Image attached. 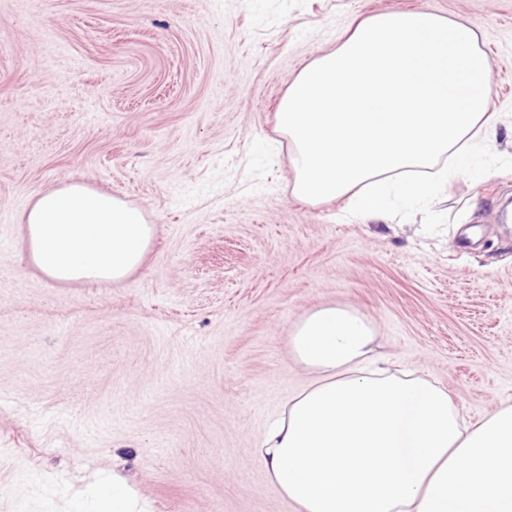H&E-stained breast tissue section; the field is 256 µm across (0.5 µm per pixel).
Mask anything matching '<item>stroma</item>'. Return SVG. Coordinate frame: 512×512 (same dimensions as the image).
Instances as JSON below:
<instances>
[{
  "label": "stroma",
  "mask_w": 512,
  "mask_h": 512,
  "mask_svg": "<svg viewBox=\"0 0 512 512\" xmlns=\"http://www.w3.org/2000/svg\"><path fill=\"white\" fill-rule=\"evenodd\" d=\"M405 11L475 29L512 157V0H0V512H99L115 478L140 512H297L260 448L327 305L467 421L512 404V172L450 177L428 235L298 199L276 129L307 65ZM65 181L151 224L122 282L31 266L23 214Z\"/></svg>",
  "instance_id": "obj_1"
}]
</instances>
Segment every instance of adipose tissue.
Wrapping results in <instances>:
<instances>
[{
	"instance_id": "ef3b65f1",
	"label": "adipose tissue",
	"mask_w": 512,
	"mask_h": 512,
	"mask_svg": "<svg viewBox=\"0 0 512 512\" xmlns=\"http://www.w3.org/2000/svg\"><path fill=\"white\" fill-rule=\"evenodd\" d=\"M23 222L32 265L61 283L123 281L152 236L141 210L75 182L39 195ZM373 343L341 307L296 328L319 379L262 442L280 492L299 512H512V404L465 423L443 388L367 369Z\"/></svg>"
}]
</instances>
